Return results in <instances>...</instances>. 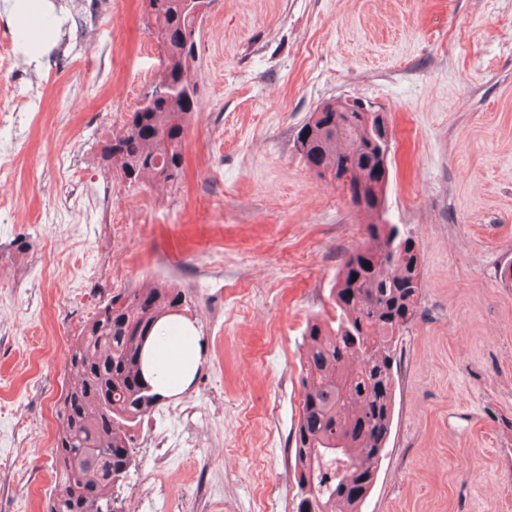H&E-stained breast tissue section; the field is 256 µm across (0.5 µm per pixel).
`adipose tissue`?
<instances>
[{
    "instance_id": "1",
    "label": "adipose tissue",
    "mask_w": 512,
    "mask_h": 512,
    "mask_svg": "<svg viewBox=\"0 0 512 512\" xmlns=\"http://www.w3.org/2000/svg\"><path fill=\"white\" fill-rule=\"evenodd\" d=\"M149 357L143 376L161 397L187 389L199 370L202 358L201 335L196 323L172 316L158 325V333L145 344Z\"/></svg>"
}]
</instances>
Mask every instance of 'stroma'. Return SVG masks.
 I'll return each instance as SVG.
<instances>
[{
  "instance_id": "stroma-1",
  "label": "stroma",
  "mask_w": 512,
  "mask_h": 512,
  "mask_svg": "<svg viewBox=\"0 0 512 512\" xmlns=\"http://www.w3.org/2000/svg\"><path fill=\"white\" fill-rule=\"evenodd\" d=\"M14 2L0 111L39 120L0 124V512H42L68 347L149 275L188 292L203 360L135 429L124 512L295 507L303 333L368 219L294 141L343 98L389 119L385 218L424 284L362 512H512V0H215L185 177L138 189L101 148L160 71L144 0H84L90 31L61 0Z\"/></svg>"
}]
</instances>
